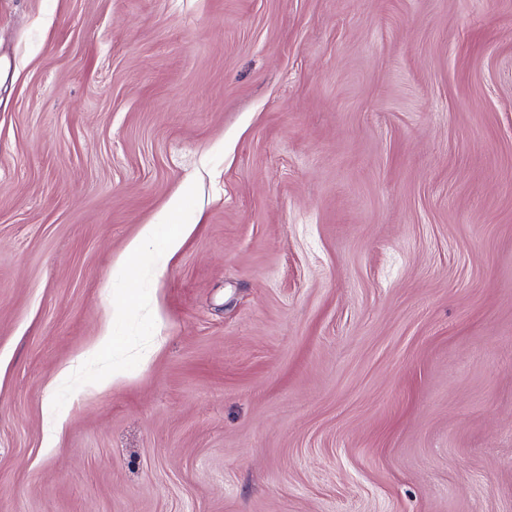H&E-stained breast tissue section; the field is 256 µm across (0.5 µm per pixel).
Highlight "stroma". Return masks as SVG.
<instances>
[{"label": "stroma", "instance_id": "obj_1", "mask_svg": "<svg viewBox=\"0 0 512 512\" xmlns=\"http://www.w3.org/2000/svg\"><path fill=\"white\" fill-rule=\"evenodd\" d=\"M0 512H512V0H0ZM168 224H145L139 234L129 242L124 255L114 264L112 278L115 282H128L134 263L145 256L148 245L161 237L162 254L171 260L182 248L186 239L195 231V224H174L161 236V229Z\"/></svg>", "mask_w": 512, "mask_h": 512}]
</instances>
